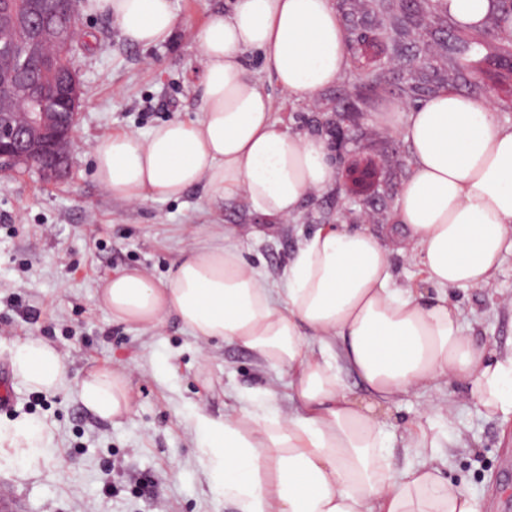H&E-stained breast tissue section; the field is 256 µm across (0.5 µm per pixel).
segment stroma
<instances>
[{"label": "stroma", "mask_w": 512, "mask_h": 512, "mask_svg": "<svg viewBox=\"0 0 512 512\" xmlns=\"http://www.w3.org/2000/svg\"><path fill=\"white\" fill-rule=\"evenodd\" d=\"M334 2L348 51L363 37L375 49L314 100L281 92L257 55L244 60L272 94L277 118L293 132L321 138L336 164L335 190L308 197L285 223L254 214L239 195L208 201L200 188L130 205L93 177L90 146L97 139L197 116L201 60L193 35L214 13L229 11L232 0H173L174 36L147 49L128 43L113 19L81 6L71 66L83 106L68 172L52 183L33 171L0 174V366L9 364L12 340L35 334L62 353L69 379L65 392L40 401L12 382L14 403L0 410V423L29 415L55 434L54 448L35 461L0 466V484L12 485L24 512H234L209 487L188 411L198 404L223 415L277 385L280 370L221 341L200 359L198 341L174 318L154 330L112 323L94 298L112 271L137 266L163 280L191 234L216 222L233 228L229 246L274 285L298 242L324 224L361 226L394 246L396 199L411 157L382 114L454 90L493 96L500 120L512 126V55L499 54L495 22L477 31L458 28L437 0H410L393 12L362 9L359 0ZM467 42L474 45V74L454 64ZM424 44L434 56L428 67L419 62ZM448 299L462 309L475 342L512 347L511 252L490 288L452 289ZM101 364L131 374L136 406L126 419L101 418L79 398L81 379ZM458 392L454 386L436 395L453 404L451 414L435 420L452 452L444 476L468 485L484 512H498L499 502H512V429L458 401Z\"/></svg>", "instance_id": "35a3bbf8"}]
</instances>
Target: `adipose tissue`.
Listing matches in <instances>:
<instances>
[{"mask_svg":"<svg viewBox=\"0 0 512 512\" xmlns=\"http://www.w3.org/2000/svg\"><path fill=\"white\" fill-rule=\"evenodd\" d=\"M439 7L461 26L500 12L499 0H439ZM89 8L145 48L165 42L177 24L172 0H89ZM195 40L199 118L98 139L95 180L131 204L176 199L201 185L214 199L243 195L275 220L296 217L309 194L335 187L336 170L321 139L276 118L244 58L258 54L283 92L312 99L348 65L333 0H234ZM385 122L412 156L396 211L400 251L420 265L423 287H396L390 250L343 224L304 238L279 288L223 246L231 231L221 224L181 251L165 282L126 267L97 287L96 303L115 323L156 329L173 316L201 345L236 343L287 375V407L271 389L266 400L221 417L199 407L190 413L210 487L236 512H482L467 486L441 476L429 427L408 435L417 463L394 462L381 410L413 391L425 394L423 413L431 415L434 392L448 384L486 416L512 419V352L476 345L448 300L454 288H489L512 252V128L488 101L456 91L408 110L393 106ZM9 362L31 391L55 393L68 382L61 353L44 337L16 339ZM347 372L365 386L366 400L353 397ZM80 398L114 421L133 409L118 369L89 371ZM54 439L27 415L0 424V461L35 459Z\"/></svg>","mask_w":512,"mask_h":512,"instance_id":"ef3b65f1","label":"adipose tissue"}]
</instances>
